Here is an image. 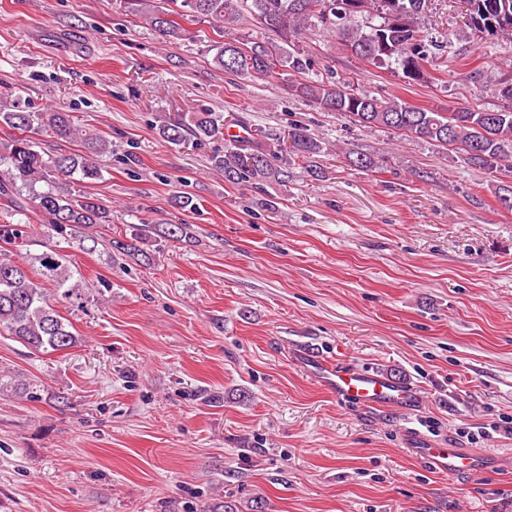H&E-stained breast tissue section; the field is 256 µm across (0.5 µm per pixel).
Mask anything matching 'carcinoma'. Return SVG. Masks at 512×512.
Listing matches in <instances>:
<instances>
[{
  "mask_svg": "<svg viewBox=\"0 0 512 512\" xmlns=\"http://www.w3.org/2000/svg\"><path fill=\"white\" fill-rule=\"evenodd\" d=\"M426 0H124L126 9L169 42L183 37V20L206 19L216 25L221 40L214 45V65L241 76L281 80L291 95L334 112L361 127H381L412 139L450 149L461 160L491 173L512 174V78L496 89L503 105L495 110L463 107L438 112L397 99L366 95L346 81L312 79V60L304 50L288 51L284 44L298 40L310 24L338 37L353 55L376 67L392 69L421 84L432 74L429 40L422 34L418 16ZM467 29L488 37L512 38V0H464ZM247 11L258 24L274 32L282 43L244 41L230 35L241 12ZM358 16L375 23L365 31L352 26ZM0 127L12 134L0 141V335L10 336L30 350L55 352L74 346L76 336L59 314L60 304L82 299L87 284L72 270L68 255L57 245L33 252L29 216L39 217L48 236L69 248L91 251L95 236L90 229L112 223V209L99 198L61 191L60 181L79 176L81 182L102 178L95 158L112 151V143L88 134L84 151L51 155L39 146V137L79 134L69 112L19 110L0 104ZM159 133L168 142L181 144L224 139V115L219 112H187L178 122L165 121ZM321 142L308 129L294 124L286 142L270 148L251 137L224 148L213 156L224 179H268L279 175L271 158L285 155V162L313 158ZM351 164L363 171L382 168L373 156L358 152ZM187 224L132 226L125 239L109 241L112 251L133 261L150 263L152 248L189 235ZM92 245H86V242ZM50 284L52 289L44 288Z\"/></svg>",
  "mask_w": 512,
  "mask_h": 512,
  "instance_id": "1",
  "label": "carcinoma"
}]
</instances>
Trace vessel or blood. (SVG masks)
I'll return each mask as SVG.
<instances>
[{
  "mask_svg": "<svg viewBox=\"0 0 512 512\" xmlns=\"http://www.w3.org/2000/svg\"><path fill=\"white\" fill-rule=\"evenodd\" d=\"M318 374L322 383L342 401L361 407L406 405L414 398L410 388L379 373L323 366ZM422 454L435 469L448 473L467 474L480 468L477 458L455 448H426Z\"/></svg>",
  "mask_w": 512,
  "mask_h": 512,
  "instance_id": "1",
  "label": "vessel or blood"
}]
</instances>
